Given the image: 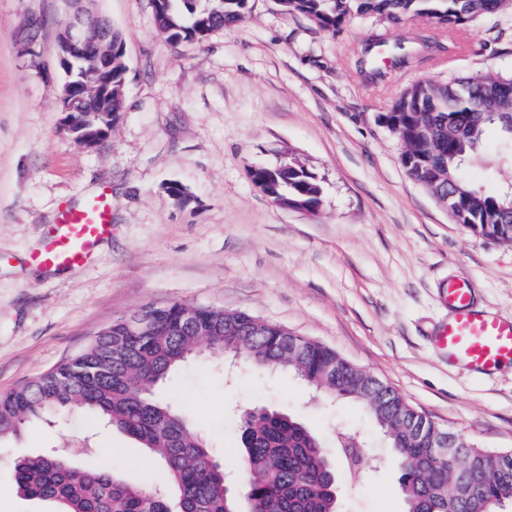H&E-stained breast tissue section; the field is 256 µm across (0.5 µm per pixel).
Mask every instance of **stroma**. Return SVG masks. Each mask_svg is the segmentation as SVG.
Masks as SVG:
<instances>
[{
    "mask_svg": "<svg viewBox=\"0 0 512 512\" xmlns=\"http://www.w3.org/2000/svg\"><path fill=\"white\" fill-rule=\"evenodd\" d=\"M124 41L126 95L106 140L65 130L57 33L64 0H0V391L32 381L145 306L240 311L333 349L394 387L443 428L512 449V365L491 375L449 364L435 335L452 312L449 279L475 284L474 307L512 313V245L476 238L407 174L381 117L414 83L512 74V12L448 31L414 17L357 12L336 32L247 0L237 24L200 43L158 33L151 0H95ZM38 27L25 29L28 19ZM503 135L487 126L462 168L490 194L512 190ZM295 160L317 178L313 216L273 204L250 179ZM179 184L182 198L168 192ZM112 197V232L89 263L49 273L31 253L64 204ZM161 398L186 414L227 472L239 416L266 406L302 421L336 462L341 512H405L401 470L365 409L315 395L294 375L204 354ZM362 445L353 476L337 433ZM62 451L162 486L163 468L129 435L76 411L0 444V512H54L21 496L12 463Z\"/></svg>",
    "mask_w": 512,
    "mask_h": 512,
    "instance_id": "obj_1",
    "label": "stroma"
}]
</instances>
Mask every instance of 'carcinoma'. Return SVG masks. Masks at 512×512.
<instances>
[{
	"label": "carcinoma",
	"mask_w": 512,
	"mask_h": 512,
	"mask_svg": "<svg viewBox=\"0 0 512 512\" xmlns=\"http://www.w3.org/2000/svg\"><path fill=\"white\" fill-rule=\"evenodd\" d=\"M154 24L169 43L201 41L217 28L233 26L246 0H153ZM287 14H300L336 31L351 11L400 21L414 13L461 26L487 13L512 9V0H281ZM86 79L73 85L70 131L103 130L112 112L85 93ZM388 129L414 159L411 176L427 191L448 193V214L475 236L512 244V191L492 196L460 175L479 151L486 125L498 122L512 134V75L461 77L430 86L414 84L394 99ZM283 192L321 206L312 174L288 171ZM231 330L219 324L203 338L190 329L175 336L124 335L114 324L83 350L39 374L27 385L0 393V442L18 437L33 420L79 410L136 439L165 467L163 490L128 482L110 469L79 468L57 456L23 455L13 477L28 499L52 504L56 512H338L329 491V457L303 423L265 407L240 418L242 485L225 492L224 465L215 461L189 418L155 397L168 375L197 352L202 341L218 355L249 353L257 369L274 366L307 385L364 406L389 439L400 461L406 512H494L512 502V450L479 448L427 420L378 377L353 366L334 350L304 336H282L269 323L266 335L249 333L250 315L232 316ZM448 435L451 453L435 443Z\"/></svg>",
	"instance_id": "1"
}]
</instances>
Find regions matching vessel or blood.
Returning a JSON list of instances; mask_svg holds the SVG:
<instances>
[{"label":"vessel or blood","mask_w":512,"mask_h":512,"mask_svg":"<svg viewBox=\"0 0 512 512\" xmlns=\"http://www.w3.org/2000/svg\"><path fill=\"white\" fill-rule=\"evenodd\" d=\"M112 200L100 192L76 206L62 207L43 247L32 260L51 271L86 262L108 236ZM474 284L467 277L449 281L452 316L436 335L438 348L449 360L490 373L512 362V314L484 315L473 309Z\"/></svg>","instance_id":"obj_1"}]
</instances>
